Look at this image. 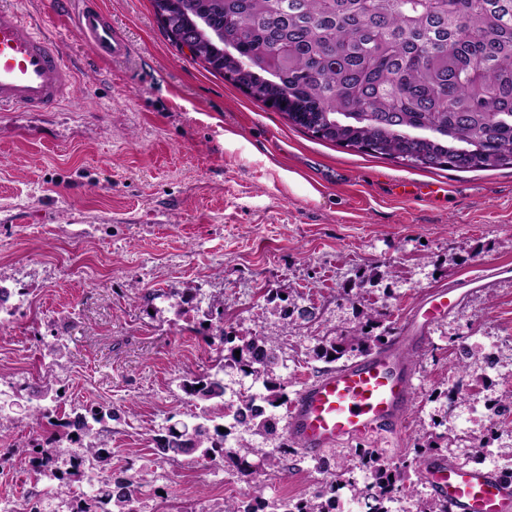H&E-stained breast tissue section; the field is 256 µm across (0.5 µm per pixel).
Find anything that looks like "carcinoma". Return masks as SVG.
<instances>
[{
  "label": "carcinoma",
  "instance_id": "1",
  "mask_svg": "<svg viewBox=\"0 0 512 512\" xmlns=\"http://www.w3.org/2000/svg\"><path fill=\"white\" fill-rule=\"evenodd\" d=\"M155 14L176 44L186 43L192 59L243 90L257 102L272 104L295 126L316 138L374 155L400 159L414 168L463 172L512 166V0H151ZM373 281L359 269L336 301L355 310L352 326L331 336L313 337L307 355L326 364L366 356L391 340L384 308L355 306ZM287 325L313 322V305L288 303ZM214 338L222 346L215 372L193 374L182 390L201 403L193 421L155 436L154 448L166 460L199 454L253 479L279 470L297 445L279 430L276 410L288 405V381L278 337L246 335L224 328L218 313ZM240 355H235V351ZM233 371L260 386L233 393L220 373ZM29 416L50 415L32 393ZM260 397L268 414L253 411ZM225 423L218 425L216 419ZM225 431H220V428ZM256 438L248 441L244 435ZM414 456L385 460L375 448H357L354 458L334 463L318 459L325 478L313 491L273 501L258 499L245 508L233 499L223 512H334L346 489L365 512H391L402 495L416 494L409 512H449L433 495L416 493L431 456L448 458L456 438L425 432ZM276 443L267 448L266 444ZM79 454L98 466L108 462V441L80 442ZM366 477L358 483L354 468ZM140 479L110 486L105 500L117 512H133Z\"/></svg>",
  "mask_w": 512,
  "mask_h": 512
}]
</instances>
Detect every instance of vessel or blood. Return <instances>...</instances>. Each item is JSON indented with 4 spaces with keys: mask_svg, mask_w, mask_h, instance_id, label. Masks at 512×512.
Masks as SVG:
<instances>
[{
    "mask_svg": "<svg viewBox=\"0 0 512 512\" xmlns=\"http://www.w3.org/2000/svg\"><path fill=\"white\" fill-rule=\"evenodd\" d=\"M72 28L99 58L127 56L129 45L95 0H72ZM77 75L58 41L47 39L19 10L0 5V112H39L73 100ZM512 273L493 266L429 290L406 313L394 339L375 352L328 370L298 390L288 436L308 454L398 429L415 393L413 352L428 345L437 320L459 310L474 293L489 291ZM426 485L449 512H512V480L490 469L437 458L422 467Z\"/></svg>",
    "mask_w": 512,
    "mask_h": 512,
    "instance_id": "1",
    "label": "vessel or blood"
}]
</instances>
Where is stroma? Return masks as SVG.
<instances>
[{
  "mask_svg": "<svg viewBox=\"0 0 512 512\" xmlns=\"http://www.w3.org/2000/svg\"><path fill=\"white\" fill-rule=\"evenodd\" d=\"M0 1L59 37L78 65L70 103L0 112V286L15 308L0 321V397L20 404L0 412V498L32 491L25 452L52 431L22 411L37 384L58 393L62 411L106 412V469L142 477L146 510L165 499L222 512L228 497L312 491L318 474L303 453L255 484L219 461L156 455L154 437L196 411L184 376L217 356L186 304L191 289L225 325L279 334L296 393L325 369L306 354L320 324L353 318L336 294L357 269L373 271L367 299L394 336L428 290L512 267V167L419 169L316 139L172 45L150 0H96L131 48L106 64L70 29L63 0ZM287 171L319 199L289 188ZM400 182L443 190L404 199ZM278 293L315 304L320 322L282 333ZM430 335L401 431L364 447L400 461L444 417L458 435L485 434L480 467L503 469L484 403L512 394V280L470 297ZM463 342L499 349V369L460 368ZM455 391L470 402L451 410Z\"/></svg>",
  "mask_w": 512,
  "mask_h": 512,
  "instance_id": "stroma-1",
  "label": "stroma"
}]
</instances>
